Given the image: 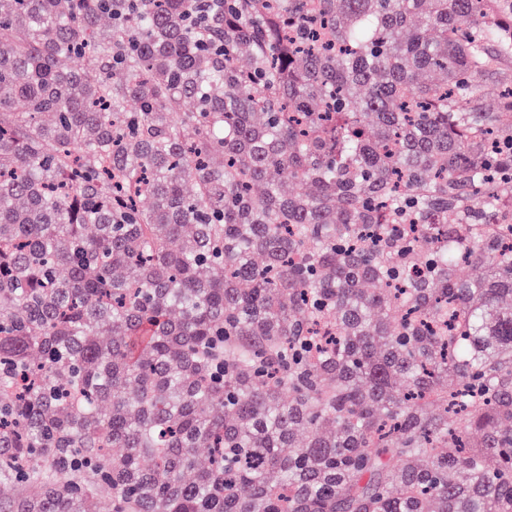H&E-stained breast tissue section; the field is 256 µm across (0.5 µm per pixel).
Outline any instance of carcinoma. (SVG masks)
Returning a JSON list of instances; mask_svg holds the SVG:
<instances>
[{
  "label": "carcinoma",
  "mask_w": 512,
  "mask_h": 512,
  "mask_svg": "<svg viewBox=\"0 0 512 512\" xmlns=\"http://www.w3.org/2000/svg\"><path fill=\"white\" fill-rule=\"evenodd\" d=\"M511 67L512 0H0V512H512Z\"/></svg>",
  "instance_id": "obj_1"
}]
</instances>
